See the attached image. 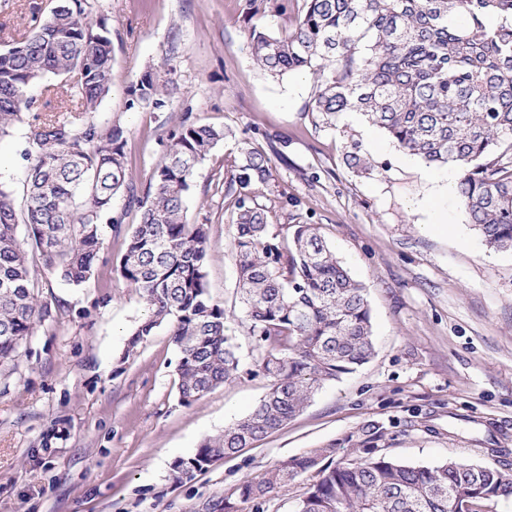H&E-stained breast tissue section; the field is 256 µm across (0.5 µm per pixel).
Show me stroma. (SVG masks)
Wrapping results in <instances>:
<instances>
[{
    "mask_svg": "<svg viewBox=\"0 0 512 512\" xmlns=\"http://www.w3.org/2000/svg\"><path fill=\"white\" fill-rule=\"evenodd\" d=\"M90 4L113 50L110 90L95 118L123 130L137 192L183 113L227 132L198 166L186 208L189 223L210 225L206 280L242 363L251 362L253 341L228 256L224 156L245 145L271 159L281 223L318 225L366 286L375 354L273 434L175 482L176 464L248 414L268 381L242 374L186 405L169 326L129 349L145 309L117 267L139 213L118 195L94 276L75 288L37 269L51 315L0 366V512H194L290 457L330 446L348 457L369 423L397 461L455 458L512 475V251L489 250L458 199H433L443 169L398 151L358 113L323 124L308 110L311 74L266 78L247 46L244 0ZM49 7L0 0V51L13 29L36 27ZM148 70L171 75L175 89L161 105H131L129 87ZM28 133L22 123L0 140V184L17 197ZM353 151L369 159L367 173L346 166ZM435 212L443 224L422 231Z\"/></svg>",
    "mask_w": 512,
    "mask_h": 512,
    "instance_id": "35a3bbf8",
    "label": "stroma"
}]
</instances>
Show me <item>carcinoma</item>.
Masks as SVG:
<instances>
[{"instance_id": "1", "label": "carcinoma", "mask_w": 512, "mask_h": 512, "mask_svg": "<svg viewBox=\"0 0 512 512\" xmlns=\"http://www.w3.org/2000/svg\"><path fill=\"white\" fill-rule=\"evenodd\" d=\"M292 1L289 27L264 24L268 13L288 15ZM85 2L56 0L41 24L0 51V141L33 117L21 200L0 185V365L49 316L36 263L71 285L88 282L102 221L126 192L140 221L117 271L147 311L128 350L168 323L179 398L191 404L240 371L226 310L206 283L209 225L189 223L185 207L197 167L226 132L184 113L145 195H136L122 130L90 117L110 89L113 56L108 29L89 19ZM244 13L253 60L267 76L308 70L317 84L310 112L328 123L360 112L399 150L459 171L457 197L471 224L488 248L512 251V0H245ZM49 75L71 78L60 86L69 105L32 115L31 92ZM170 83L147 72L131 85V102L158 106ZM224 171L236 226L230 257L257 351L252 372L269 385L247 415L175 468L178 482L274 433L374 353L365 286L319 227L278 223L266 152L229 154ZM20 224L29 249L17 237ZM379 433L369 423L361 429L367 447L351 458L324 464L334 448L291 457L195 512H238V503L264 502L313 468L298 512H485L512 496V477L497 469L393 460L375 446Z\"/></svg>"}]
</instances>
